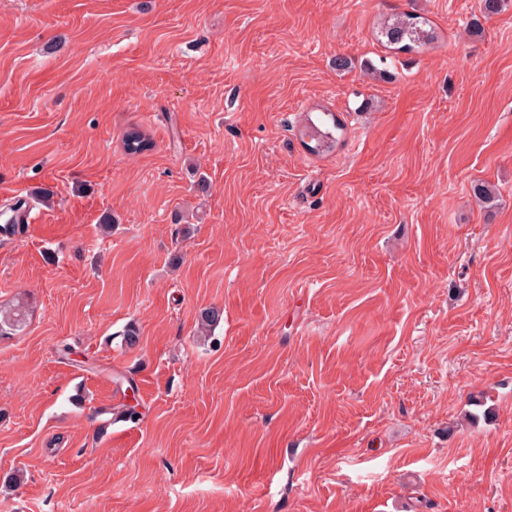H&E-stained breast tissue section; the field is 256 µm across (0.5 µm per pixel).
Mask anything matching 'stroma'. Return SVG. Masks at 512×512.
Wrapping results in <instances>:
<instances>
[{
    "mask_svg": "<svg viewBox=\"0 0 512 512\" xmlns=\"http://www.w3.org/2000/svg\"><path fill=\"white\" fill-rule=\"evenodd\" d=\"M19 199L0 512H512V0H0ZM419 18L408 17L391 25L385 32L386 43L396 45L408 39L409 43L398 48L401 50L422 49L434 43L438 39L435 28L426 19L417 21ZM321 114L330 120L331 129H322L320 126L310 121L308 125L305 126L302 134L303 137H308L310 142H315V145L304 142L306 148L317 153L334 149L340 140V136L337 137L336 132L343 133L342 124L335 114L332 112H321ZM122 145L124 152L131 156H137L150 151L152 148V142L149 136L138 128H130L126 131ZM27 308L23 303H17L9 311L0 309V337L12 335L21 330L26 323Z\"/></svg>",
    "mask_w": 512,
    "mask_h": 512,
    "instance_id": "35a3bbf8",
    "label": "stroma"
}]
</instances>
